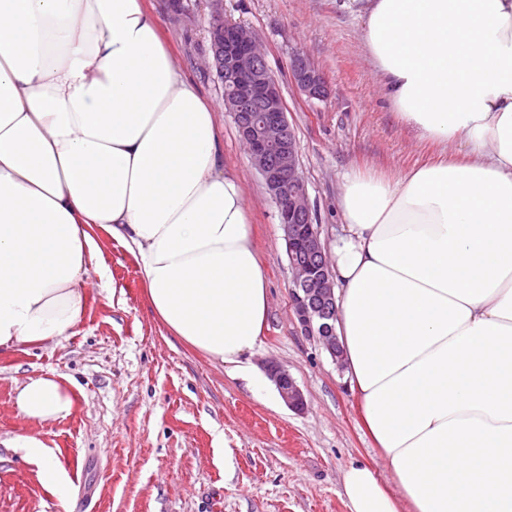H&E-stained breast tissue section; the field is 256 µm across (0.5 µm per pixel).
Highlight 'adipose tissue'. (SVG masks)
<instances>
[{"label":"adipose tissue","mask_w":512,"mask_h":512,"mask_svg":"<svg viewBox=\"0 0 512 512\" xmlns=\"http://www.w3.org/2000/svg\"><path fill=\"white\" fill-rule=\"evenodd\" d=\"M397 119L437 156L344 182L332 246L336 332L365 426L398 489L364 464L349 512H512V0H361ZM457 152H449V145ZM101 228L134 255L154 314L240 369L268 314L216 108L143 0H0V349L69 336ZM40 425L59 375L17 384ZM42 483L54 450L19 431Z\"/></svg>","instance_id":"1"}]
</instances>
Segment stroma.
<instances>
[{"mask_svg":"<svg viewBox=\"0 0 512 512\" xmlns=\"http://www.w3.org/2000/svg\"><path fill=\"white\" fill-rule=\"evenodd\" d=\"M176 62L219 110L224 166L241 179L266 277L268 316L244 358L257 374L286 369L306 407L254 398L235 371L171 336L156 319L132 254L94 229L86 305L60 342L0 352V435L41 430L68 479L58 497L18 448L0 447V512H348L345 470L361 462L388 478L347 370L303 336L290 310L292 271L277 208L245 151L210 55L213 12L252 28L279 80L315 221L333 241L346 175L399 174L436 149L395 117L363 44L351 0H144ZM303 52L328 96L310 100L289 79ZM48 372L71 380L69 416L42 427L13 404L18 381Z\"/></svg>","mask_w":512,"mask_h":512,"instance_id":"35a3bbf8","label":"stroma"}]
</instances>
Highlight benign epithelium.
Here are the masks:
<instances>
[{"label":"benign epithelium","mask_w":512,"mask_h":512,"mask_svg":"<svg viewBox=\"0 0 512 512\" xmlns=\"http://www.w3.org/2000/svg\"><path fill=\"white\" fill-rule=\"evenodd\" d=\"M212 67L224 84V109L233 114L252 165L275 202L293 273L290 289L294 318L303 335L316 342L338 366L343 350L336 334L337 305L332 261L322 227L313 223L298 146L279 81L266 62L257 34L250 28L213 17ZM289 75L308 99L328 95L318 68L302 53L293 54ZM267 373L290 409L306 406L302 389L287 370L270 365Z\"/></svg>","instance_id":"1"}]
</instances>
